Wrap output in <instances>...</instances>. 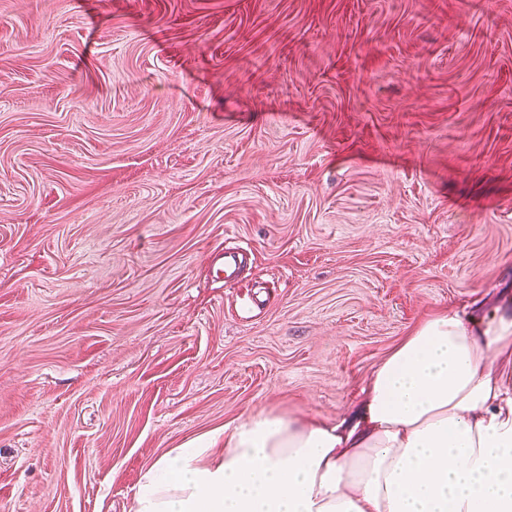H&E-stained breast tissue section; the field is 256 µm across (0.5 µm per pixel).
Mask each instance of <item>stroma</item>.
<instances>
[{"label": "stroma", "mask_w": 512, "mask_h": 512, "mask_svg": "<svg viewBox=\"0 0 512 512\" xmlns=\"http://www.w3.org/2000/svg\"><path fill=\"white\" fill-rule=\"evenodd\" d=\"M447 309L512 311V0H0V512L343 418Z\"/></svg>", "instance_id": "stroma-1"}]
</instances>
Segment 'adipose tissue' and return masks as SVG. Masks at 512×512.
<instances>
[{
	"instance_id": "ef3b65f1",
	"label": "adipose tissue",
	"mask_w": 512,
	"mask_h": 512,
	"mask_svg": "<svg viewBox=\"0 0 512 512\" xmlns=\"http://www.w3.org/2000/svg\"><path fill=\"white\" fill-rule=\"evenodd\" d=\"M354 416L249 414L150 465L135 512H512V316L433 315Z\"/></svg>"
}]
</instances>
